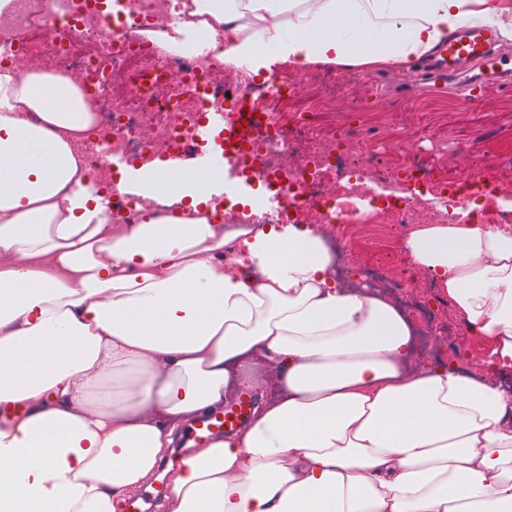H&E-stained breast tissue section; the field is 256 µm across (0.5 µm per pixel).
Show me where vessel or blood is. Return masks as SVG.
Wrapping results in <instances>:
<instances>
[{
  "label": "vessel or blood",
  "mask_w": 512,
  "mask_h": 512,
  "mask_svg": "<svg viewBox=\"0 0 512 512\" xmlns=\"http://www.w3.org/2000/svg\"><path fill=\"white\" fill-rule=\"evenodd\" d=\"M497 41L495 30L488 26L465 28L457 37L451 38L436 53L435 65L439 70L452 73L464 64L471 63L495 70L498 59L492 53ZM252 113L234 114L212 112L197 126V138L202 142H211V149L201 151L194 157L193 174L205 175L210 170L222 169L232 163V154L237 144L247 135V121ZM251 405V396L239 394L225 407L201 417L191 423L186 430V439L194 447L207 446L215 438L236 431L247 417Z\"/></svg>",
  "instance_id": "1"
}]
</instances>
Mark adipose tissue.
<instances>
[{"instance_id":"1","label":"adipose tissue","mask_w":512,"mask_h":512,"mask_svg":"<svg viewBox=\"0 0 512 512\" xmlns=\"http://www.w3.org/2000/svg\"><path fill=\"white\" fill-rule=\"evenodd\" d=\"M159 44L253 73L405 70L469 23L512 41V0H186ZM198 32L195 41L187 31ZM93 107L65 77L0 63V512H122L183 425L276 366L281 396L168 467L169 512H512V391L456 366L409 372L411 329L342 286L295 224L228 230L212 180L121 166L144 198L107 221L89 189ZM453 207L405 249L512 366V225ZM238 265L216 261L225 247Z\"/></svg>"}]
</instances>
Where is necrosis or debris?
Returning <instances> with one entry per match:
<instances>
[{
    "label": "necrosis or debris",
    "mask_w": 512,
    "mask_h": 512,
    "mask_svg": "<svg viewBox=\"0 0 512 512\" xmlns=\"http://www.w3.org/2000/svg\"><path fill=\"white\" fill-rule=\"evenodd\" d=\"M184 0H13L0 12V52L36 55L44 71L68 77L87 91L97 115L98 142L89 149L86 174L112 189L107 220L132 221L139 200L113 190L108 159L118 155L152 163L157 151L182 156L196 141L197 123L207 112L232 102L258 112L249 144L236 164L238 173L263 183L284 201L263 216L266 224H305L347 259L340 241L355 224H444L447 211L426 207L422 195L462 198L474 181L449 182L413 160L394 178L404 195L371 197L367 184L372 157L347 162L335 138L318 121L289 113L296 85L280 73L259 80L246 70L224 65L216 52L186 56L163 51L145 39L148 31L170 30ZM51 34L43 44L42 34ZM369 199L366 211L354 200ZM416 272L404 261L375 264L361 276L410 320L423 344L441 353L465 355L463 337L440 321L426 301L409 297L407 280Z\"/></svg>",
    "instance_id": "necrosis-or-debris-1"
}]
</instances>
